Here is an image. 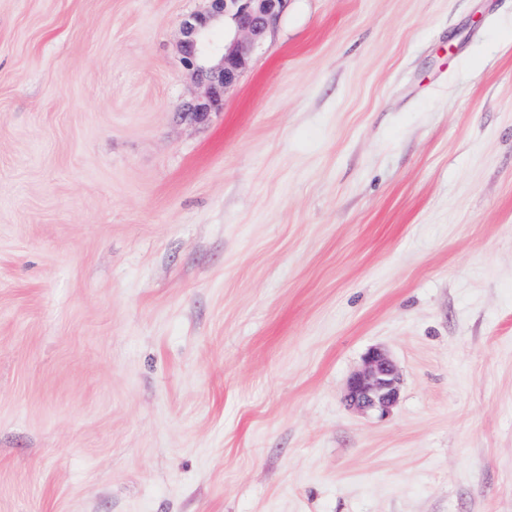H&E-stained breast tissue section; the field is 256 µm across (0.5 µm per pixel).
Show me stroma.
<instances>
[{"label":"stroma","instance_id":"stroma-1","mask_svg":"<svg viewBox=\"0 0 512 512\" xmlns=\"http://www.w3.org/2000/svg\"><path fill=\"white\" fill-rule=\"evenodd\" d=\"M203 6L0 0V512H512V0ZM287 8L288 0H205L202 10L183 18L181 62L205 81L204 94L185 105V116L201 123L211 113L223 111L225 93L245 69L250 49L264 42ZM221 22L224 46L220 48L210 42L209 32ZM212 60L217 62L207 66ZM399 396V378L386 353L370 350L363 367L354 372L347 382L349 405L364 413L388 414Z\"/></svg>","mask_w":512,"mask_h":512}]
</instances>
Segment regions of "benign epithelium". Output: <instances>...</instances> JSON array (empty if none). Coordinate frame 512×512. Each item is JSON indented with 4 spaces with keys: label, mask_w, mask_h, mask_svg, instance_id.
I'll return each mask as SVG.
<instances>
[{
    "label": "benign epithelium",
    "mask_w": 512,
    "mask_h": 512,
    "mask_svg": "<svg viewBox=\"0 0 512 512\" xmlns=\"http://www.w3.org/2000/svg\"><path fill=\"white\" fill-rule=\"evenodd\" d=\"M288 0H205L202 10L181 22L180 54L185 69L205 81V92L186 104L185 116L204 122L224 110L226 91L245 69L248 53L260 46L279 22ZM224 25V46L210 42L209 32ZM399 396V378L386 353L370 350L363 367L347 382L349 405L364 413L388 414Z\"/></svg>",
    "instance_id": "benign-epithelium-1"
}]
</instances>
